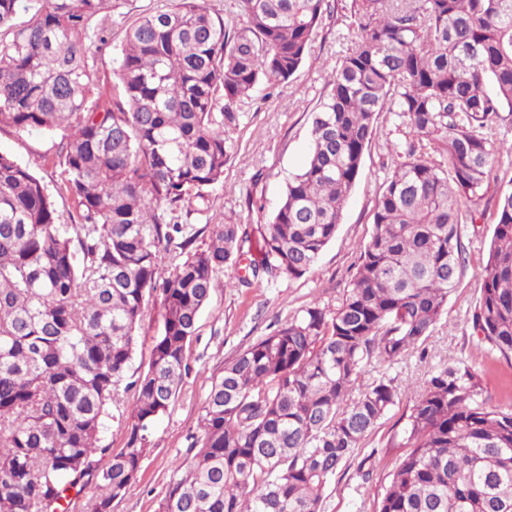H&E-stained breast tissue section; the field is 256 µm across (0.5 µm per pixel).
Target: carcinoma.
Here are the masks:
<instances>
[{
	"mask_svg": "<svg viewBox=\"0 0 512 512\" xmlns=\"http://www.w3.org/2000/svg\"><path fill=\"white\" fill-rule=\"evenodd\" d=\"M229 34L209 0L142 10L126 29L115 93L95 94L91 47L112 41V0H0V126L62 130L58 223L42 181L0 152V512H65L94 483L90 512L136 483L154 426L189 372L186 347L215 279L244 255L251 285L301 278L335 238L382 112L405 118L408 146L383 183L373 231L334 309L309 306L248 346L210 386L203 437L159 512H323L337 471L400 401L393 364L433 332L464 263L463 204L484 196L512 112V0H361L354 49L313 112L310 153L272 220L229 218L205 247L158 210L208 208L222 181L238 100L297 71L329 0H239ZM24 16L20 23L18 16ZM496 222L472 313L512 361V189ZM187 258L165 277L172 244ZM162 326L147 371L131 372L146 297ZM118 452L102 430L120 402ZM463 360L432 372L402 428L378 512H512V410L486 405ZM135 399L134 390L123 391L122 388L120 404L117 408L112 409V418L107 421L103 430L104 443L108 444L114 451H119L125 446L127 435L120 415L133 407Z\"/></svg>",
	"mask_w": 512,
	"mask_h": 512,
	"instance_id": "cac0c4a2",
	"label": "carcinoma"
}]
</instances>
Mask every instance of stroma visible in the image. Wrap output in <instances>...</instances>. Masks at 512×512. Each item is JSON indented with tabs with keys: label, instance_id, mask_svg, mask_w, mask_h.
<instances>
[{
	"label": "stroma",
	"instance_id": "1",
	"mask_svg": "<svg viewBox=\"0 0 512 512\" xmlns=\"http://www.w3.org/2000/svg\"><path fill=\"white\" fill-rule=\"evenodd\" d=\"M174 4L175 0H116L112 44L95 55L99 95H110L114 89L116 60L131 19L147 7L170 8ZM331 6V14L324 16L308 55L291 79L275 86L259 83L238 102L239 119L228 133L232 149L224 166V179L209 188L208 210L183 212L176 217L162 211L163 222L176 220L193 229L197 246H204L213 225L227 217L240 219L245 225L268 223L289 175L304 164L312 114L330 94L329 78L356 42L353 0H332ZM413 140V134L395 113L380 114L336 237L310 273L299 279L283 275L250 287L240 283L249 274L246 265L218 274L187 347L191 371L154 429L151 450L136 484L113 500L112 512H157L176 468L190 460L192 447L202 435V407L213 379L222 374L226 363L305 308L314 304L336 307L358 260L359 247L372 232L374 206L382 183L398 160L396 150ZM60 141L57 133H19L9 127L0 128V152L27 167L51 192L57 188L59 170L50 160L57 155ZM511 187L512 155L503 153L478 205L480 220L460 227L465 267L434 333L387 369L407 394L363 440L354 459L337 473L325 493L324 512H377V499L398 463L396 451L386 448L385 443L401 428L411 392L420 390L438 364L467 361L481 373L492 404L505 403L502 383L512 377V364L486 353L473 332L471 315L480 295L482 269L493 234L495 200L500 191ZM160 330V305L151 297L141 317L133 371L148 370L154 338Z\"/></svg>",
	"mask_w": 512,
	"mask_h": 512
}]
</instances>
